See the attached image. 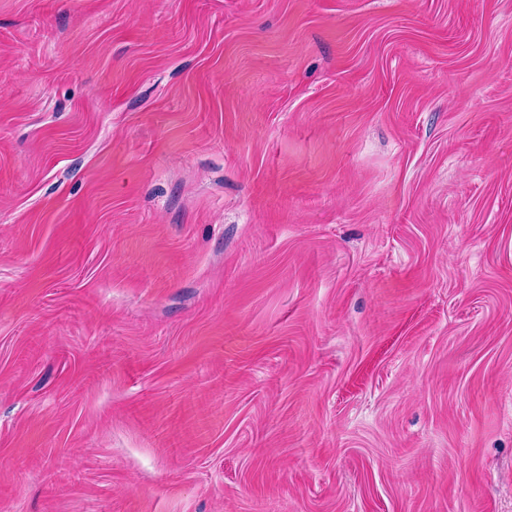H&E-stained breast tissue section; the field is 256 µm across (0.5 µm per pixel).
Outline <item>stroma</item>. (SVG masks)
<instances>
[{
	"instance_id": "stroma-1",
	"label": "stroma",
	"mask_w": 512,
	"mask_h": 512,
	"mask_svg": "<svg viewBox=\"0 0 512 512\" xmlns=\"http://www.w3.org/2000/svg\"><path fill=\"white\" fill-rule=\"evenodd\" d=\"M0 512H512V0H0Z\"/></svg>"
}]
</instances>
